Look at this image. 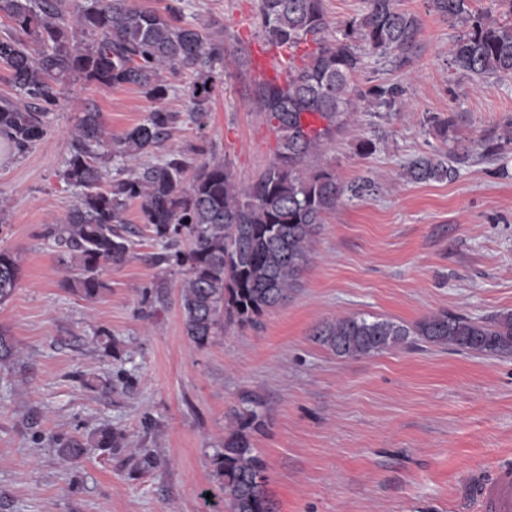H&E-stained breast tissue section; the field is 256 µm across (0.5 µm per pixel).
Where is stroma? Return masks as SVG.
I'll return each mask as SVG.
<instances>
[{
  "label": "stroma",
  "mask_w": 512,
  "mask_h": 512,
  "mask_svg": "<svg viewBox=\"0 0 512 512\" xmlns=\"http://www.w3.org/2000/svg\"><path fill=\"white\" fill-rule=\"evenodd\" d=\"M422 33L410 67L366 57L358 84L398 83L407 104L354 114L321 165L374 189L324 217L311 261L288 301L258 326L195 347L182 332L179 267L133 203L128 261L103 270L89 302L59 285L73 275L48 234L78 192L60 172L85 104L112 136L150 106L134 87L70 82L47 135L0 164V248L18 253L20 285L0 305L19 354L0 365V512H225L213 459L230 414L260 402L253 445L276 512H459L467 478L512 463V354L424 343L345 360L314 329L371 314L404 324L442 312L486 319L512 311V144L484 158L476 141L512 132V76L478 86L450 65L459 34L426 0H399ZM188 18L223 40L225 80L208 126L172 141L226 160L240 185L271 161L277 135L250 102L261 48L256 0H184ZM452 116L440 138L427 119ZM376 150L360 152L363 139ZM447 154L454 178L413 182L412 159ZM112 334L104 344L99 330ZM108 426L118 448H95ZM87 448L64 465L60 443Z\"/></svg>",
  "instance_id": "obj_1"
}]
</instances>
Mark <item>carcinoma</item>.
Wrapping results in <instances>:
<instances>
[{
  "instance_id": "carcinoma-1",
  "label": "carcinoma",
  "mask_w": 512,
  "mask_h": 512,
  "mask_svg": "<svg viewBox=\"0 0 512 512\" xmlns=\"http://www.w3.org/2000/svg\"><path fill=\"white\" fill-rule=\"evenodd\" d=\"M365 10L331 37L324 0H258L264 42L276 49L304 48L303 63H284L288 81L257 82L253 102L278 134L266 168L240 189L223 160L200 163L171 143L182 116L207 127L209 102L223 82L224 42L186 19L182 0L162 11L131 0H0L12 31L0 35V62L11 71L19 99H0V136L23 154L44 139L47 116L64 87L81 79L103 88L135 86L152 103L144 120L112 137L94 107L71 135L61 179L79 190L76 204L54 228L55 241L77 271L60 286L98 300L107 289L104 266H121L131 254L124 212L140 204L143 223L165 253L157 262L185 269L179 306L183 332L204 348L221 330L256 326L300 286L310 262L308 245L324 216L345 200L373 190L363 178L342 183L336 171L314 164L348 124L360 103L405 105L397 83L352 84L371 52L396 68L413 63L419 18L398 0H366ZM471 0H428L429 8L462 27L451 51L455 70L484 86L512 75V24L474 14ZM191 69L196 80L183 95L186 113L165 105L171 86L162 70ZM119 162L110 188L101 187L105 163ZM193 171L190 182L185 174ZM448 155L415 159L405 176L414 182L455 177ZM187 237V248L180 239ZM20 260L0 249V304L19 287ZM417 336L434 345L488 355L512 353V311L477 321L460 314L431 315L412 327L353 315L326 321L313 339L343 359H358ZM265 425L258 406L230 417L224 448L214 459L230 512H274L265 490L264 461L252 435Z\"/></svg>"
}]
</instances>
